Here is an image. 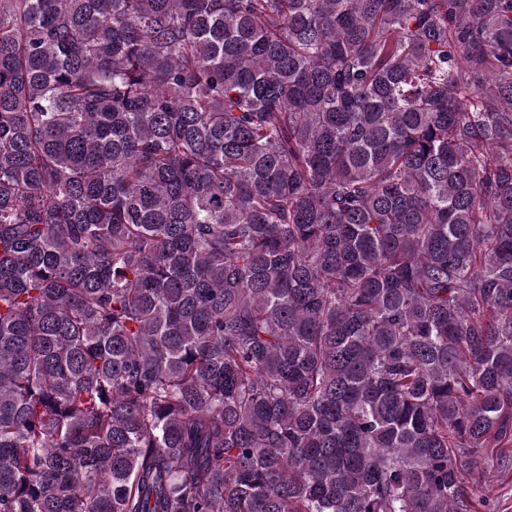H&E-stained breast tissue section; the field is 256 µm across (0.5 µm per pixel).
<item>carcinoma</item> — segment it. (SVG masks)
Wrapping results in <instances>:
<instances>
[{"instance_id":"carcinoma-1","label":"carcinoma","mask_w":512,"mask_h":512,"mask_svg":"<svg viewBox=\"0 0 512 512\" xmlns=\"http://www.w3.org/2000/svg\"><path fill=\"white\" fill-rule=\"evenodd\" d=\"M512 448V0H0V512H473Z\"/></svg>"}]
</instances>
